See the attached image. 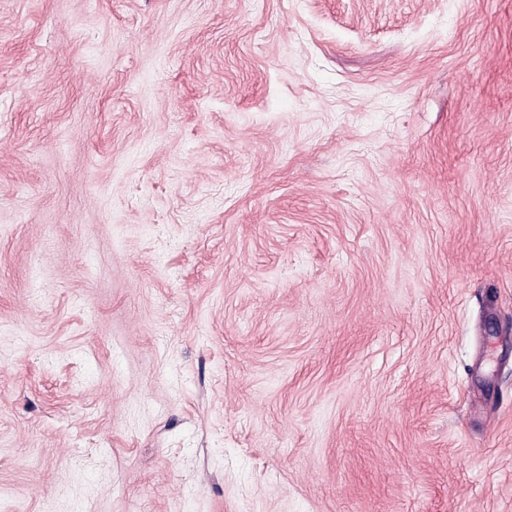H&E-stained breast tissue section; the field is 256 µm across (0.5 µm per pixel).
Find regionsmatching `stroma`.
Masks as SVG:
<instances>
[{
	"label": "stroma",
	"instance_id": "1",
	"mask_svg": "<svg viewBox=\"0 0 512 512\" xmlns=\"http://www.w3.org/2000/svg\"><path fill=\"white\" fill-rule=\"evenodd\" d=\"M0 512H512V0H0Z\"/></svg>",
	"mask_w": 512,
	"mask_h": 512
}]
</instances>
